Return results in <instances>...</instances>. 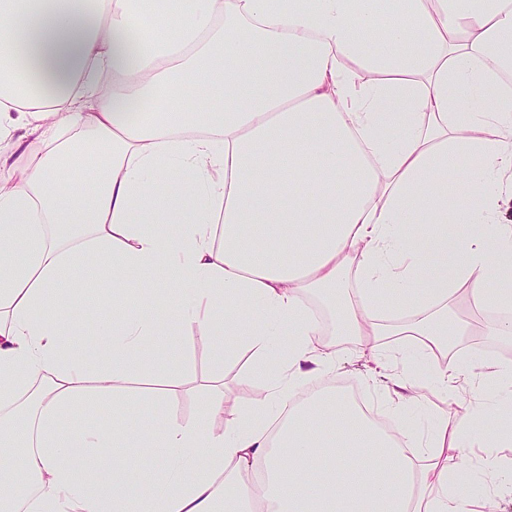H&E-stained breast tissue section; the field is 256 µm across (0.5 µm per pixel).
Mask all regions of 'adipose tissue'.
I'll return each mask as SVG.
<instances>
[{
    "mask_svg": "<svg viewBox=\"0 0 512 512\" xmlns=\"http://www.w3.org/2000/svg\"><path fill=\"white\" fill-rule=\"evenodd\" d=\"M511 68L512 0H0V512H499L512 363L485 361L498 389L472 403L447 355L463 286L512 340ZM85 269L113 279L103 362L68 358L59 328L54 291L80 286L61 275ZM186 328L213 339L199 418L135 427L127 383L178 393ZM325 331L394 426L337 389L301 399L341 361ZM243 351L263 384L228 413ZM102 398L110 427L64 425ZM133 435L148 469L99 465Z\"/></svg>",
    "mask_w": 512,
    "mask_h": 512,
    "instance_id": "adipose-tissue-1",
    "label": "adipose tissue"
}]
</instances>
